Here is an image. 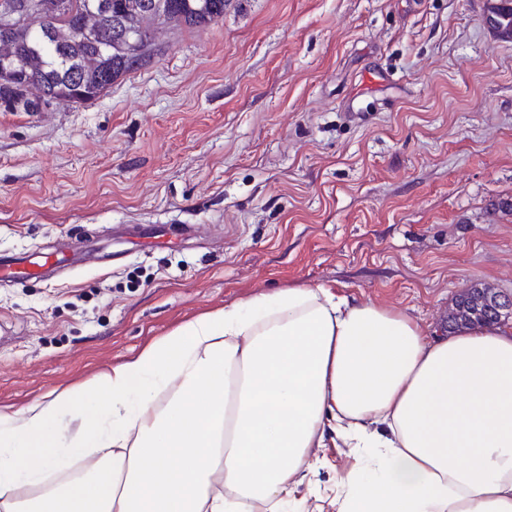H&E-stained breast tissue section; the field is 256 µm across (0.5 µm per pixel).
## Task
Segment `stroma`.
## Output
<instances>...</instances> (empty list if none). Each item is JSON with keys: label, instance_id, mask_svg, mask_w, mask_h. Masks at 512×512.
<instances>
[{"label": "stroma", "instance_id": "obj_1", "mask_svg": "<svg viewBox=\"0 0 512 512\" xmlns=\"http://www.w3.org/2000/svg\"><path fill=\"white\" fill-rule=\"evenodd\" d=\"M486 0H229L170 25L82 106L0 112V408L93 381L205 313L324 284L448 333L462 289L512 292V41ZM388 84L349 99L365 73ZM178 230L145 244L143 229ZM287 512H335L328 441Z\"/></svg>", "mask_w": 512, "mask_h": 512}]
</instances>
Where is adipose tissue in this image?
<instances>
[{
	"label": "adipose tissue",
	"instance_id": "1",
	"mask_svg": "<svg viewBox=\"0 0 512 512\" xmlns=\"http://www.w3.org/2000/svg\"><path fill=\"white\" fill-rule=\"evenodd\" d=\"M331 437L360 456L336 512H512V333L433 338L323 285L198 316L0 410V512H282ZM90 448L85 477L43 493Z\"/></svg>",
	"mask_w": 512,
	"mask_h": 512
}]
</instances>
